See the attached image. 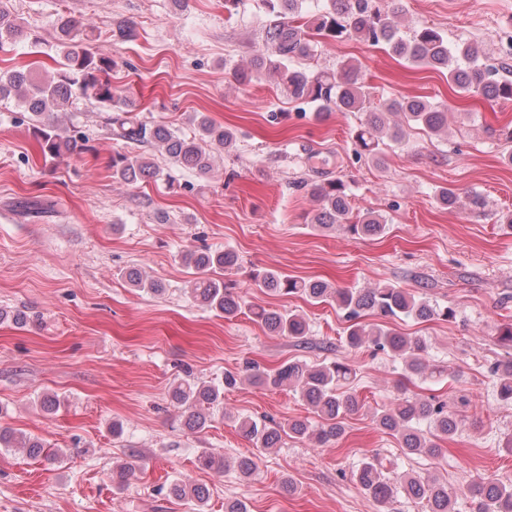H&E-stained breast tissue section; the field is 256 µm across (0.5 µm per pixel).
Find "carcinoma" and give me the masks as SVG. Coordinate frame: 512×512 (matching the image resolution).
Returning a JSON list of instances; mask_svg holds the SVG:
<instances>
[{
	"mask_svg": "<svg viewBox=\"0 0 512 512\" xmlns=\"http://www.w3.org/2000/svg\"><path fill=\"white\" fill-rule=\"evenodd\" d=\"M305 0H257L258 8L272 19L262 28L261 44L248 67L235 70L241 81L277 78L288 98L314 108L320 120L331 112H360V124L352 130L355 156L380 163L382 145L409 142L407 130L418 129L428 137L439 136L448 129V113L423 99H393L375 106L360 67L346 63L335 70H308L302 61L313 58L318 47L327 41L355 38L382 45L390 53L413 66L448 73L460 93L480 95L487 99H512V81H501L479 61L478 51L462 43L451 49L448 40L436 28L421 24L402 32L397 18V0H326L324 4L303 7ZM59 47L62 62L56 76L46 81L30 71H0V98L10 95L35 118L47 112L65 110L73 93L78 92L95 102H117L111 124L126 141L138 144L154 142L176 166H183L204 175L211 171L213 150L234 145L232 130L213 122L204 114H194L193 136H183L166 125L149 127L137 119L127 100L115 97L112 83L106 74L112 70V59L94 50L93 31L78 20L62 15L58 21ZM24 37L16 23L10 0H0V49ZM399 113L403 123L388 125L387 115ZM41 149L44 158L56 159L70 149L71 142L59 136L42 133ZM113 176L127 184L143 177H156L159 170L142 154H117L112 158ZM350 188L341 178L327 179L315 186L319 208L311 218L314 226L326 231H343L360 238L379 236L386 229L387 219L371 212H353ZM437 202L445 208L460 203L453 187H442ZM184 264L194 270L191 294L203 307L231 319L244 313L246 302L237 282L228 275L238 268L236 252L188 251L182 256ZM128 284L153 294L163 292L161 284L137 268L126 271ZM252 281L276 295H301L313 304L329 303L345 311L348 325L344 330L348 348L371 347L403 364L400 393L386 406L374 413V422L381 431L393 435L400 443L405 457L426 455L436 458L441 453L438 441L453 440L466 420L448 411L446 402L436 396L423 397L408 392L406 384L416 379L441 377L447 370L430 363L429 344L424 336L404 334L391 327L401 317L420 323L453 319V309L440 307L431 300L410 293L393 284L374 288H335L322 280L290 277L274 268L254 271ZM378 318L374 323L362 321L365 313ZM258 322L274 336H288L298 341L308 333L305 318L297 313L274 308L249 309ZM247 377L274 389H288L299 395L315 418L293 419L277 423L265 418L245 417L238 420L243 436L260 448L277 447L283 436L308 440L328 447L344 432L343 416L359 409L360 403L352 391L342 386L356 376L353 366L341 359L329 363L310 364L293 360L267 370L255 363L246 365ZM498 400L512 405V354L496 360L487 367ZM241 375L224 373V383L207 385L191 379H181L174 386L173 401L186 408L187 427L202 431L207 425V411L224 403V390L235 387ZM1 448H20L31 458L44 453L43 443L34 436L16 435L0 428ZM398 463L379 455L364 458L351 472L352 478L367 494L384 508L398 493L427 503L428 512H455L456 493L448 484L431 476L409 472L396 474ZM475 504V512H512V484L480 477L467 487ZM169 493L178 498H190L204 512L209 491L203 486L173 483Z\"/></svg>",
	"mask_w": 512,
	"mask_h": 512,
	"instance_id": "obj_1",
	"label": "carcinoma"
}]
</instances>
